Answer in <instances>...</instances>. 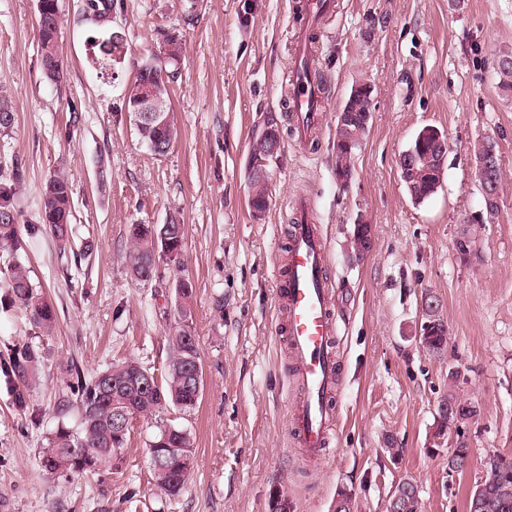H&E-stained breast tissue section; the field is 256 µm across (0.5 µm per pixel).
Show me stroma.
<instances>
[{"instance_id": "1", "label": "stroma", "mask_w": 512, "mask_h": 512, "mask_svg": "<svg viewBox=\"0 0 512 512\" xmlns=\"http://www.w3.org/2000/svg\"><path fill=\"white\" fill-rule=\"evenodd\" d=\"M83 2H59L64 78L53 83L40 64L37 0H0V90L12 93L16 117L0 136V167L23 171L15 204L25 227L47 179L66 175L76 228L63 254L46 229L22 234L21 258L57 310L51 332L23 306L0 308V352L31 343L48 353L30 396L39 426L0 380V512H334L343 491L354 512H387L405 480L420 512H468L484 457L512 456V100L499 96L495 76L498 52L512 49V0H335L313 63L327 117L303 146L282 107L300 0H121L112 27L128 51L114 80L91 66ZM165 31L182 35L184 55L169 85L178 134L157 156L138 141L122 97ZM362 82L373 88L372 119L344 186L334 169L336 114ZM270 115L282 152L266 168L268 208L258 217L249 206L252 147ZM427 126L444 133L447 153L438 191L417 204L397 161ZM481 137L498 147L502 183L480 256L466 262L454 242L463 215L482 207L470 156ZM297 196L316 204L343 319L337 426L319 467L290 433L297 389L288 341L274 329V274ZM360 218L373 237L362 258L350 247ZM131 224L185 227L179 264H161L147 286L126 274ZM179 273L194 283L189 323L204 371L202 399L183 421L194 440L183 494L157 495L153 427L143 419L112 470L46 474V436L76 423L56 409L71 395V364L91 375L132 358L165 376ZM426 291L452 331L440 357L419 341ZM451 390L478 412L440 436L435 408ZM460 441L472 462L452 473L448 450Z\"/></svg>"}]
</instances>
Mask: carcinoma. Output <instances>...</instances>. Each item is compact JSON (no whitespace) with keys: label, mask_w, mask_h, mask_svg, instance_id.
Masks as SVG:
<instances>
[{"label":"carcinoma","mask_w":512,"mask_h":512,"mask_svg":"<svg viewBox=\"0 0 512 512\" xmlns=\"http://www.w3.org/2000/svg\"><path fill=\"white\" fill-rule=\"evenodd\" d=\"M38 13V47L40 53L50 52L58 59V69L45 73L47 79L58 82L64 77L62 46L60 42L61 17L57 15L58 0H41ZM114 0H86L85 12L100 29L94 38L92 63L101 74H109L126 53L125 35L112 29ZM512 59V51H501L497 55L498 89L504 98L512 97V63L500 64V60ZM181 62V54H153L142 61L137 75L125 94V108L130 115L138 139L145 145L158 141L172 145L177 128L169 121L163 128L140 126L135 110L139 92L144 82L151 81L157 93L168 98L167 82L175 79ZM362 90L349 96L343 103L353 112L372 111L370 85L361 84ZM15 122L12 99L0 94V135H7ZM367 129L356 124L336 128L337 139L357 150ZM447 148L426 138L414 140L399 156L400 178L411 198L421 203L437 192L445 166ZM272 157L261 144H256L253 154L251 177L254 193L252 209L267 208L266 194L261 182L266 180L265 162ZM23 178L15 167L8 172L0 171V250L14 255L8 269L6 281L0 284L4 299L20 302L29 311L30 321L36 327L49 330L57 319V310L34 287L29 271L20 261L18 252L23 249L19 213L14 206L17 188ZM74 207L72 186L63 176L50 178L40 197L38 223L48 226L59 249L72 246L76 229L73 225ZM185 225L173 224L171 229L163 225L131 224L128 237L131 249L126 256L127 272L132 280L148 285L159 278L156 257L167 256L176 261L183 249ZM175 295L180 310L190 307L194 294L192 281L178 276L174 283ZM423 320L430 323L432 334L425 337L426 349L440 355L448 348L450 328L440 314L439 307L423 308ZM170 360L164 382H158L149 369L130 359L109 365L98 373L87 376L77 366L71 368L76 398L59 405L58 413L66 416L69 410L78 412L76 428L64 423L47 436L42 451V466L45 471L70 472L78 475L95 474L119 459L126 445L130 430L117 426L119 411L127 408L130 413L145 418L156 417L162 411L176 409L188 414L196 409L202 398L204 387L188 381L189 370L201 362L199 343L192 327L181 321L169 337ZM44 355L38 348L23 344L0 354V377L12 388L14 404L22 412L30 407V389L41 376ZM148 374L151 385L145 391H133L127 381L131 374ZM190 431L177 423H160L147 442L155 479L161 494L169 500L181 496L189 477L190 466L180 460L179 448H191ZM485 474L480 485L484 487L480 512H512V481L501 480L502 473L512 471V457L497 454L483 464ZM387 512H418V491L414 484L404 481L397 485L388 502Z\"/></svg>","instance_id":"cac0c4a2"}]
</instances>
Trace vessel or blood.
<instances>
[{
  "label": "vessel or blood",
  "mask_w": 512,
  "mask_h": 512,
  "mask_svg": "<svg viewBox=\"0 0 512 512\" xmlns=\"http://www.w3.org/2000/svg\"><path fill=\"white\" fill-rule=\"evenodd\" d=\"M305 23L296 25L299 50H306L308 22L334 12L335 0H304ZM297 136L306 140L322 128L328 105L325 87L300 81L289 91ZM286 258L275 275L277 332L287 337L298 392L290 404L291 434L309 462L322 463L336 426L338 319L325 275V245L316 223L315 205L299 197L292 203Z\"/></svg>",
  "instance_id": "b4317fda"
}]
</instances>
